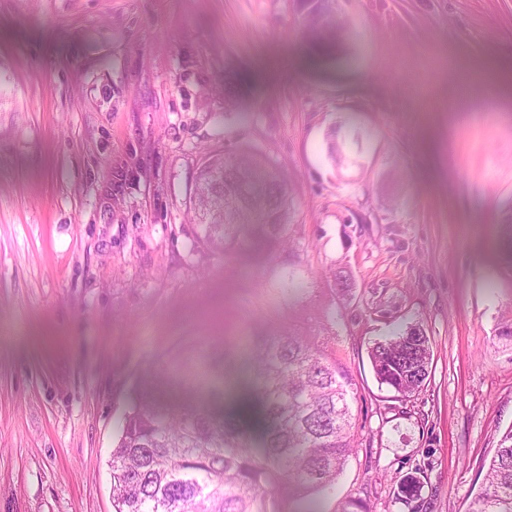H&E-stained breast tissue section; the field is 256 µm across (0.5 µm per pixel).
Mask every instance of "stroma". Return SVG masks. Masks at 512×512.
Returning <instances> with one entry per match:
<instances>
[{"instance_id":"35a3bbf8","label":"stroma","mask_w":512,"mask_h":512,"mask_svg":"<svg viewBox=\"0 0 512 512\" xmlns=\"http://www.w3.org/2000/svg\"><path fill=\"white\" fill-rule=\"evenodd\" d=\"M336 9L355 38L326 64L295 0H0V512H113L146 374L291 333L351 382L354 450L322 512H467L512 427V102L457 97L456 77L512 71V0ZM244 147L287 176L297 257L195 239L204 152ZM415 323L431 377L403 399L368 348Z\"/></svg>"}]
</instances>
